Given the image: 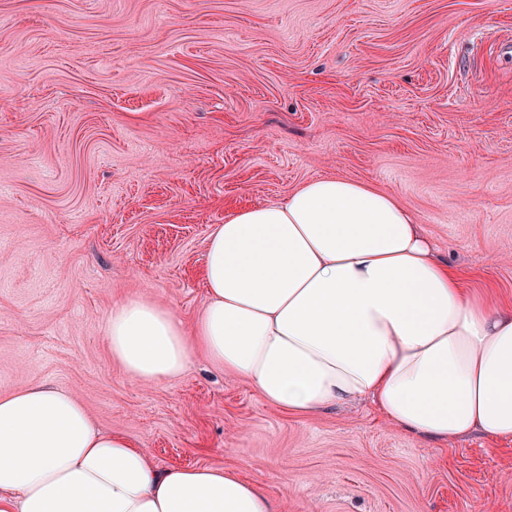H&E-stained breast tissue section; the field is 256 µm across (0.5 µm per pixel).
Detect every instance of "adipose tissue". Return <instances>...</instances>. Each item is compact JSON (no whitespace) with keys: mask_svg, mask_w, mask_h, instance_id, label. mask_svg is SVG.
Returning <instances> with one entry per match:
<instances>
[{"mask_svg":"<svg viewBox=\"0 0 512 512\" xmlns=\"http://www.w3.org/2000/svg\"><path fill=\"white\" fill-rule=\"evenodd\" d=\"M193 329L173 308L116 302L106 338L132 378H176L195 353L284 411L371 398L435 442L512 439V306L464 288L392 193L327 175L229 211L208 238ZM0 512H279L230 469H161L102 433L69 393L0 397Z\"/></svg>","mask_w":512,"mask_h":512,"instance_id":"adipose-tissue-1","label":"adipose tissue"}]
</instances>
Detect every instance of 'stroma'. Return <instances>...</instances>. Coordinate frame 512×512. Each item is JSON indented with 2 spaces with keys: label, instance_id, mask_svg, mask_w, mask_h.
I'll list each match as a JSON object with an SVG mask.
<instances>
[{
  "label": "stroma",
  "instance_id": "stroma-1",
  "mask_svg": "<svg viewBox=\"0 0 512 512\" xmlns=\"http://www.w3.org/2000/svg\"><path fill=\"white\" fill-rule=\"evenodd\" d=\"M326 174L396 195L512 304V0H0V395L71 392L279 512H512V441L423 440L367 400L291 415L199 355L160 382L113 360L115 301L192 326L211 227Z\"/></svg>",
  "mask_w": 512,
  "mask_h": 512
}]
</instances>
